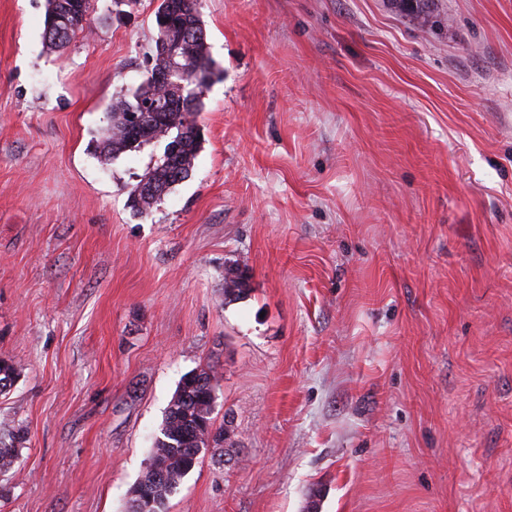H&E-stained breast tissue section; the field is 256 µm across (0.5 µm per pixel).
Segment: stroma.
I'll use <instances>...</instances> for the list:
<instances>
[{
	"mask_svg": "<svg viewBox=\"0 0 512 512\" xmlns=\"http://www.w3.org/2000/svg\"><path fill=\"white\" fill-rule=\"evenodd\" d=\"M158 0H0V512H127L181 377L230 422L166 512H512V0H201L193 171L103 161ZM249 290L224 298V268ZM89 10V0H47L44 29V40L47 47L55 51L66 48L76 32L82 31L88 26ZM61 12L69 15V25L63 29L57 28L51 22V16ZM400 6L410 11L418 24L422 27H432L437 20L430 10V0H396Z\"/></svg>",
	"mask_w": 512,
	"mask_h": 512,
	"instance_id": "1",
	"label": "stroma"
}]
</instances>
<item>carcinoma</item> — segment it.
Masks as SVG:
<instances>
[{"instance_id":"carcinoma-1","label":"carcinoma","mask_w":512,"mask_h":512,"mask_svg":"<svg viewBox=\"0 0 512 512\" xmlns=\"http://www.w3.org/2000/svg\"><path fill=\"white\" fill-rule=\"evenodd\" d=\"M410 11L418 24L431 27L435 15L430 0H396ZM89 0H46L44 40L51 50L61 51L71 38L89 24ZM69 15V25L57 28L55 13ZM158 32L182 41L180 64L200 78L179 84L155 85L146 79L129 95L112 100L108 121L96 140V151L105 161L141 145L166 139L163 156L147 168L128 196L131 209L143 213L152 209L176 185L186 180L201 149L202 138L195 116L202 111L203 93L219 73L209 53L207 31L200 12V0H160L155 11ZM163 106L159 120L141 128L139 137L128 136L129 116L142 111L147 102ZM247 277L238 266L224 268V299L236 300L246 294ZM217 381L210 367L185 374L169 405L155 438L145 475L131 488L129 512H165L168 496L200 462L198 449L215 448L228 439L229 423L216 428L209 390Z\"/></svg>"}]
</instances>
